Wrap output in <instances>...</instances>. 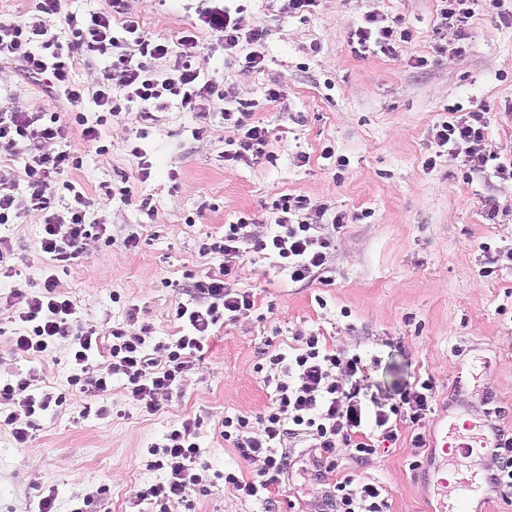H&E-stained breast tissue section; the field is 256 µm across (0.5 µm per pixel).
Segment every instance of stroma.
I'll list each match as a JSON object with an SVG mask.
<instances>
[{"instance_id": "stroma-1", "label": "stroma", "mask_w": 512, "mask_h": 512, "mask_svg": "<svg viewBox=\"0 0 512 512\" xmlns=\"http://www.w3.org/2000/svg\"><path fill=\"white\" fill-rule=\"evenodd\" d=\"M241 3L244 28L266 31L254 46L264 58L259 69L200 31L194 0H128V8L149 36L198 34L209 70L251 101L250 122L268 129L273 161L224 165L220 153L235 131L208 110L158 113L152 173L144 183L129 155L130 123L104 127L103 154L72 139L83 164L70 178L91 218L109 224L114 243L88 241L81 257L58 271L57 291L101 334L115 326L135 332L145 322L153 327L151 342L168 341L181 332L173 308L186 273L219 268L218 260L201 254L202 244L244 215L258 235H267L272 203L284 194L308 197L303 218L310 222L324 206L350 215V223L327 229L334 241L327 277L301 286L278 272L271 256L251 254L239 285L254 291V308L214 328L204 350L190 355L180 393L154 414L125 399L121 378L101 397L70 385V341H59L43 358L15 354L13 311L0 303V383L32 372L41 392L55 399L26 444L0 429V512H36L49 494L57 512H149L135 492L165 482V472L146 462L182 418L201 422L197 442L206 482L193 510L173 501L169 512H320L326 491L346 477L357 487L381 486L389 512H440L439 478L494 468L488 452L476 461L430 444L415 451L413 427L404 421L395 443L362 460L339 454L334 468L311 437L289 439L288 465L270 486L269 502L226 486L221 473L250 479L261 463L225 442L224 417L259 420L274 396L255 369L263 351L292 353L312 332L329 349L360 356L364 400L387 406L398 402L406 382L431 380L435 402L423 422L429 441L450 422L485 421L512 436V269L480 272L482 248L512 250V182L495 178L487 185L485 193L502 210L497 223H489L483 193L464 181L460 159L439 151L432 133L450 106L486 109L485 148L512 161V25L474 7L465 52L457 56L454 30L437 17L440 0H318L303 17L288 14L284 0ZM375 12L412 33L395 55L359 52L350 40ZM273 86L279 89L274 98L267 94ZM0 92L22 111L52 104L45 84L5 63ZM327 146L343 166L322 158ZM300 151L307 164L296 162ZM431 156L436 165L425 168ZM172 171L178 181L169 180ZM125 182L132 193L123 200L118 190ZM42 222L41 214L27 213L0 224L18 272L0 281V292L37 290L49 264L36 244ZM132 233L140 242L129 250L122 241ZM132 304L139 309L134 321L127 316ZM416 452L422 464L412 470L407 461Z\"/></svg>"}]
</instances>
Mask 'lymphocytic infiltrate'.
Returning <instances> with one entry per match:
<instances>
[{
    "instance_id": "obj_1",
    "label": "lymphocytic infiltrate",
    "mask_w": 512,
    "mask_h": 512,
    "mask_svg": "<svg viewBox=\"0 0 512 512\" xmlns=\"http://www.w3.org/2000/svg\"><path fill=\"white\" fill-rule=\"evenodd\" d=\"M205 28L217 34L225 49L245 55L249 67H259L260 54L255 43L266 31L256 26L243 29L238 10L230 5H206L198 13ZM69 32L70 45H63L61 32ZM353 36L362 51L386 56L396 54L398 43L411 39L409 30H396L376 13L365 16ZM84 53L87 65H101V75L93 94L72 78L74 50ZM15 65L27 77L46 81L54 101H65L70 112L61 116L53 108L35 112L17 111L0 96V149L21 160L24 193L16 184L0 178V224H7L23 212L45 216L38 244L51 264L44 270L42 291H13L19 299L14 320L18 330L13 339L15 353L35 357L48 356L59 339L72 338L75 367L70 382L90 387L95 395L111 391L113 377L124 380L128 400L146 413L159 411L163 397L179 388L190 369L188 354L203 350L213 328L234 320L237 313L252 309V291L235 287L238 263L250 252H269L289 281L306 284L320 279L327 269L332 246L324 225L302 220L301 211L309 206L302 195L285 194L274 204L277 217L268 236H258L253 221L238 218L225 225L221 239L202 244L201 252L219 260V269L203 275H191L187 298L178 302L175 317L186 331L165 343H150V326L130 333L124 328L111 330V357L107 374L93 378L84 370L91 355L101 349L98 327L80 316L75 303L57 293L55 270L80 257L86 240L94 238L111 245L107 224L90 220L86 201L66 175L79 169L83 160L71 148L72 137L104 153L101 128L108 120L132 121L135 137L131 143L140 181L151 176L144 141L157 113L176 107L185 112L206 108L218 110L224 121L242 130V137L224 142V160L237 163L248 156H266L268 131L261 125L246 126L239 116L237 98L224 90L216 75L202 64V46L197 36L177 39L151 38L140 22L127 12L126 0H108L106 8L77 15L64 11L62 0H36L26 18L0 22V62ZM168 63L167 74H160L156 62ZM92 99L96 110L84 109ZM447 120L436 126L433 138L438 146L460 156L467 181L488 183L490 179L512 180V163L494 162L486 152L485 138L489 117L485 110L448 109ZM62 178L64 190L73 201L57 210L54 195L47 187L52 178ZM264 366L272 373L275 395L259 424L237 414L225 416L223 435L246 459L262 458L264 467L250 480L235 472L224 474L225 484L247 497H261L277 481L287 465L284 448L289 438L312 436L326 458L337 449L347 455L364 458L374 455L375 445L366 435V423H373L382 441L398 438L396 424L407 419L412 424L424 420L434 398V386L424 380L406 385L397 403L368 413L360 399L358 386H343V379L355 378L361 366L359 356L329 351L316 333L306 336L292 357L268 355ZM409 412H402V405ZM195 420L185 418L171 425L161 446L156 447L150 468L166 471V483L138 490L136 497L149 502L152 512H168L170 500L192 505L200 491L198 472L200 448L196 441ZM374 433V434H375ZM324 512H387L388 500L381 487L366 483L353 490L350 479L337 482L327 491Z\"/></svg>"
}]
</instances>
